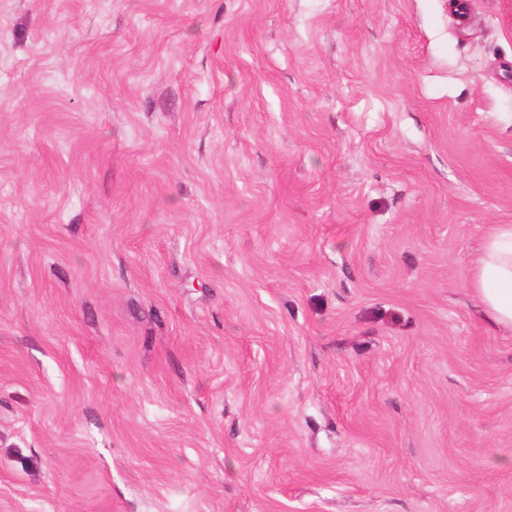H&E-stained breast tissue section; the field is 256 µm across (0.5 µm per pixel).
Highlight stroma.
<instances>
[{"label": "stroma", "mask_w": 512, "mask_h": 512, "mask_svg": "<svg viewBox=\"0 0 512 512\" xmlns=\"http://www.w3.org/2000/svg\"><path fill=\"white\" fill-rule=\"evenodd\" d=\"M512 0H0V512H512ZM469 288L493 323L512 329V224L489 227Z\"/></svg>", "instance_id": "35a3bbf8"}]
</instances>
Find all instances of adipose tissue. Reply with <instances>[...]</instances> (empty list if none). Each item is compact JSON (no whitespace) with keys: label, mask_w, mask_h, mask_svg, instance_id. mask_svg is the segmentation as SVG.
Instances as JSON below:
<instances>
[{"label":"adipose tissue","mask_w":512,"mask_h":512,"mask_svg":"<svg viewBox=\"0 0 512 512\" xmlns=\"http://www.w3.org/2000/svg\"><path fill=\"white\" fill-rule=\"evenodd\" d=\"M469 287L493 323L512 329V224L489 227Z\"/></svg>","instance_id":"adipose-tissue-1"}]
</instances>
